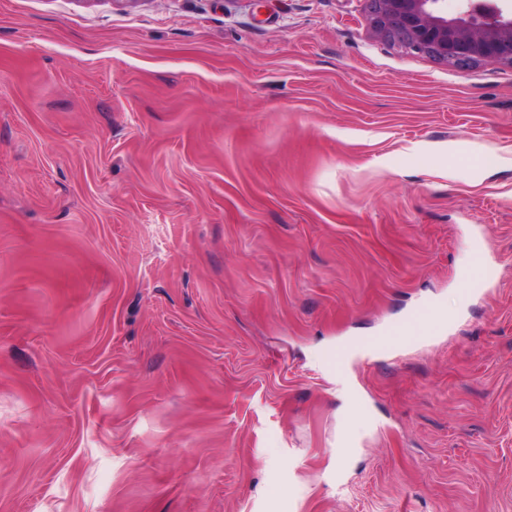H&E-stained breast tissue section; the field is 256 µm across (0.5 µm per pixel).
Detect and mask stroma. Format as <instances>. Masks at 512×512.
Instances as JSON below:
<instances>
[{
	"label": "stroma",
	"instance_id": "obj_1",
	"mask_svg": "<svg viewBox=\"0 0 512 512\" xmlns=\"http://www.w3.org/2000/svg\"><path fill=\"white\" fill-rule=\"evenodd\" d=\"M0 512H512V67L0 0Z\"/></svg>",
	"mask_w": 512,
	"mask_h": 512
}]
</instances>
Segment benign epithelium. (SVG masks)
<instances>
[{
	"mask_svg": "<svg viewBox=\"0 0 512 512\" xmlns=\"http://www.w3.org/2000/svg\"><path fill=\"white\" fill-rule=\"evenodd\" d=\"M444 0H367L372 33L394 46L436 62L468 68L479 63L512 66V14L492 10L486 0H464L448 17Z\"/></svg>",
	"mask_w": 512,
	"mask_h": 512,
	"instance_id": "1",
	"label": "benign epithelium"
}]
</instances>
